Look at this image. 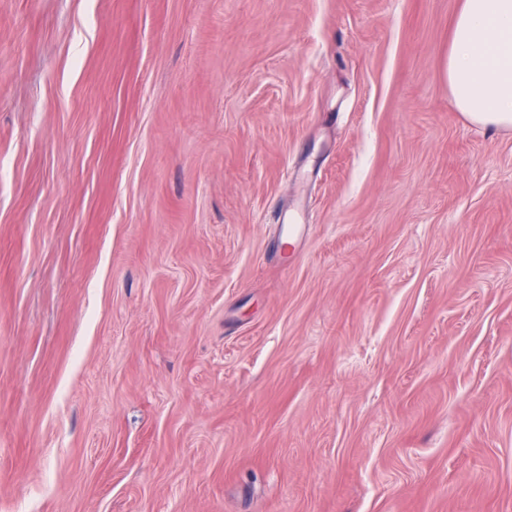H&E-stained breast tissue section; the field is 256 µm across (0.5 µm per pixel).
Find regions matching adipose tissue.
I'll use <instances>...</instances> for the list:
<instances>
[{"mask_svg":"<svg viewBox=\"0 0 512 512\" xmlns=\"http://www.w3.org/2000/svg\"><path fill=\"white\" fill-rule=\"evenodd\" d=\"M445 77L456 109L470 121L512 128V0H462Z\"/></svg>","mask_w":512,"mask_h":512,"instance_id":"adipose-tissue-1","label":"adipose tissue"}]
</instances>
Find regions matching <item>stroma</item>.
I'll list each match as a JSON object with an SVG mask.
<instances>
[{
  "instance_id": "35a3bbf8",
  "label": "stroma",
  "mask_w": 512,
  "mask_h": 512,
  "mask_svg": "<svg viewBox=\"0 0 512 512\" xmlns=\"http://www.w3.org/2000/svg\"><path fill=\"white\" fill-rule=\"evenodd\" d=\"M460 3L0 0V512H512Z\"/></svg>"
}]
</instances>
